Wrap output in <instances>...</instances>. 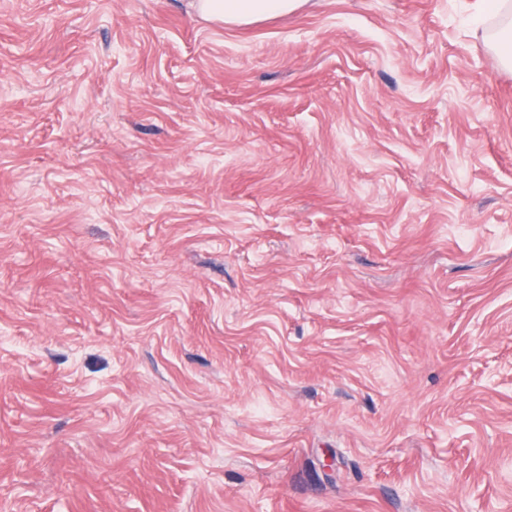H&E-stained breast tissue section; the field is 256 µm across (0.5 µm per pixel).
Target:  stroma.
<instances>
[{"label": "stroma", "instance_id": "35a3bbf8", "mask_svg": "<svg viewBox=\"0 0 512 512\" xmlns=\"http://www.w3.org/2000/svg\"><path fill=\"white\" fill-rule=\"evenodd\" d=\"M477 7L0 0V512H512ZM306 0H199L201 16L228 25H248L300 9Z\"/></svg>", "mask_w": 512, "mask_h": 512}]
</instances>
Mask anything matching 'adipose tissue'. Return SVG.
Returning a JSON list of instances; mask_svg holds the SVG:
<instances>
[{"mask_svg": "<svg viewBox=\"0 0 512 512\" xmlns=\"http://www.w3.org/2000/svg\"><path fill=\"white\" fill-rule=\"evenodd\" d=\"M306 0H198L201 16L228 25H248L300 9ZM481 12L501 17L493 48L501 63L512 67V0H480Z\"/></svg>", "mask_w": 512, "mask_h": 512, "instance_id": "ef3b65f1", "label": "adipose tissue"}]
</instances>
